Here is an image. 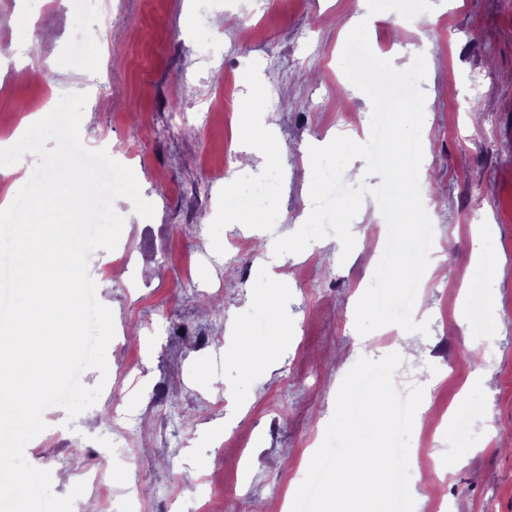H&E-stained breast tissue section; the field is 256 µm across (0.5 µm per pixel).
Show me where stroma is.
<instances>
[{
  "label": "stroma",
  "instance_id": "stroma-1",
  "mask_svg": "<svg viewBox=\"0 0 512 512\" xmlns=\"http://www.w3.org/2000/svg\"><path fill=\"white\" fill-rule=\"evenodd\" d=\"M431 2L425 15L381 12L367 28L372 51L399 69L411 64L416 37L429 46L420 84L428 162L419 182L447 250L419 296L429 309L427 354L403 358L394 383L403 394L427 378L439 384L434 410L442 417L425 444L430 410L415 414L409 454L425 453L430 479L411 475L410 492L414 512H512V0ZM100 3L97 11L75 0H0L1 16L38 22L34 30L0 26V43L16 51L0 61V83L8 65L31 70L0 100V130L23 126L27 107L45 95L87 94L81 141L90 150L109 146L155 208L146 219L117 199L119 243L89 259L91 278L112 282L98 300L115 327L107 376L81 375L85 386L103 384L98 401L72 419L46 410L47 428L25 457L37 468L52 461L51 490L64 496L60 474L111 471L99 442L131 454L128 473L85 489L73 512L88 502L97 512H125L132 482L143 512H266L302 483L295 469L321 445L350 368L402 343L381 328L365 336L355 329L356 303L376 268L363 232L380 217L374 198H364L352 222L349 256L332 236L297 254L273 253L275 239L297 231L312 209L303 155L370 127L371 101L340 66L367 0ZM97 30L98 42L89 37ZM79 33L84 54H67ZM255 79L266 87L259 118L291 148L274 171L242 165L240 113H208L227 94L246 102ZM258 182L269 223H225L226 192L246 203ZM479 224L493 225V235H476ZM237 231L248 248L228 252L224 240ZM272 288L288 332L249 375L232 331L266 335L257 300ZM216 421L226 435H247L245 447L214 439L208 427Z\"/></svg>",
  "mask_w": 512,
  "mask_h": 512
}]
</instances>
